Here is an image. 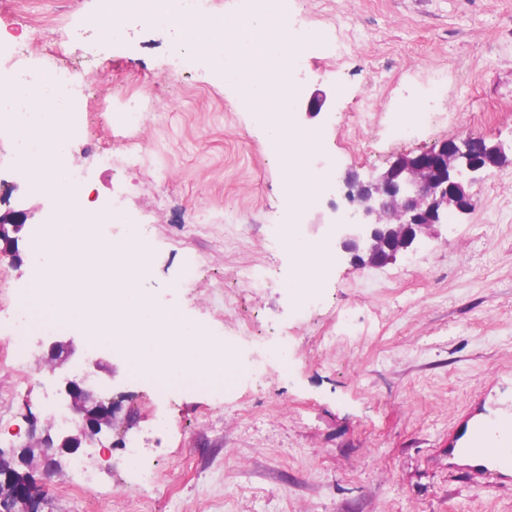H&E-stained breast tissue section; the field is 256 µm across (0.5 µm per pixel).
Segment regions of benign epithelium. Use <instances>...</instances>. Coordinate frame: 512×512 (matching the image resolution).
Returning a JSON list of instances; mask_svg holds the SVG:
<instances>
[{
	"mask_svg": "<svg viewBox=\"0 0 512 512\" xmlns=\"http://www.w3.org/2000/svg\"><path fill=\"white\" fill-rule=\"evenodd\" d=\"M329 104L325 91L315 92L305 113L319 114ZM506 160L502 147L483 137L459 142L445 140L416 154H402L381 171L365 175L350 173L342 180L344 210L331 205L335 213L336 246L352 255L362 266L381 267L397 260L422 239L437 237L435 226L448 224L476 207L467 186L472 175L488 176ZM26 219L21 214H0V243L19 232ZM75 347L54 341L49 346V361H65ZM90 378L65 379L66 404L73 422L55 434L36 437V421L27 433L24 463H29L34 447L46 473L55 471L56 456L91 445L100 435L112 431L119 421L120 405L102 396V388L89 386ZM0 512H41L39 501L28 478L0 475Z\"/></svg>",
	"mask_w": 512,
	"mask_h": 512,
	"instance_id": "benign-epithelium-1",
	"label": "benign epithelium"
}]
</instances>
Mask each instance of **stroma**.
<instances>
[{"label": "stroma", "instance_id": "1", "mask_svg": "<svg viewBox=\"0 0 512 512\" xmlns=\"http://www.w3.org/2000/svg\"><path fill=\"white\" fill-rule=\"evenodd\" d=\"M314 32L307 69L293 83L325 90L307 165L347 171L382 168L399 153L443 139L484 137L512 144V0H294ZM99 0H0V34L46 66L93 73L80 103L87 134L71 143L142 167L94 170L92 198L120 183L127 207L147 226L150 268L139 291L175 307L238 353L235 383L201 392L182 383L166 399L130 376L121 351L105 357L109 396L121 400L123 428L99 449H77L98 473L93 491L71 489L70 468L32 475L42 512H512V490L448 470L449 444L463 445L471 419L512 407V162L471 184L477 205L439 238L383 267L357 268L331 252L315 300L284 288L291 258L273 239L286 223L283 163L264 127L239 103L235 84L213 77L175 31L129 14L121 41L99 44ZM348 20L357 51L331 61L336 24ZM146 103L136 129L112 121L125 98ZM421 112L408 127V111ZM57 202L0 170V212L27 221L15 255H0V307L31 288L27 244L55 222ZM206 223H196V216ZM330 198L314 195L300 232L316 246L333 231ZM199 263L190 285L185 267ZM262 265L269 282L239 278ZM287 360L271 353L281 333ZM70 368L41 364L27 375L0 333V447L19 446L30 418L48 421L42 382L60 388ZM168 423L153 428L155 417ZM141 447L137 469L124 466Z\"/></svg>", "mask_w": 512, "mask_h": 512}]
</instances>
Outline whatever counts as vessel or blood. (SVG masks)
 I'll return each mask as SVG.
<instances>
[{
    "label": "vessel or blood",
    "instance_id": "1",
    "mask_svg": "<svg viewBox=\"0 0 512 512\" xmlns=\"http://www.w3.org/2000/svg\"><path fill=\"white\" fill-rule=\"evenodd\" d=\"M449 458L462 457L472 470L497 481L512 473V412L496 417L492 422H475L466 446L448 450Z\"/></svg>",
    "mask_w": 512,
    "mask_h": 512
}]
</instances>
